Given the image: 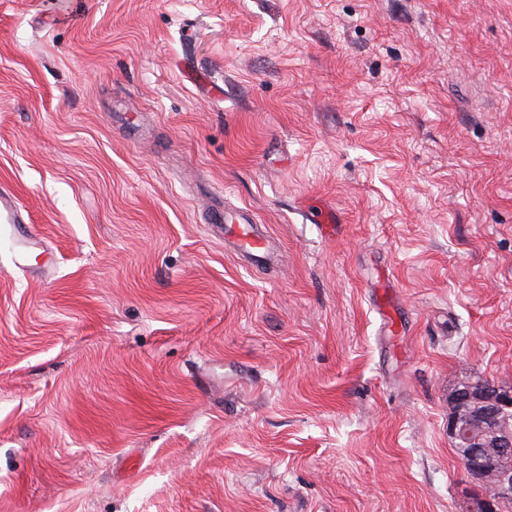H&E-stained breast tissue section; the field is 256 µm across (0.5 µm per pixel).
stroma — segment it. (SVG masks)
<instances>
[{
  "label": "stroma",
  "instance_id": "1",
  "mask_svg": "<svg viewBox=\"0 0 512 512\" xmlns=\"http://www.w3.org/2000/svg\"><path fill=\"white\" fill-rule=\"evenodd\" d=\"M0 190V512L483 496L448 413L512 387V0H0ZM215 224H224V234L234 239L237 248L257 260L266 259L263 237L258 232L253 215L247 208L220 211Z\"/></svg>",
  "mask_w": 512,
  "mask_h": 512
}]
</instances>
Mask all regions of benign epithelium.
<instances>
[{"instance_id": "benign-epithelium-1", "label": "benign epithelium", "mask_w": 512, "mask_h": 512, "mask_svg": "<svg viewBox=\"0 0 512 512\" xmlns=\"http://www.w3.org/2000/svg\"><path fill=\"white\" fill-rule=\"evenodd\" d=\"M511 424L512 390L476 377L452 391L448 436L467 474L488 492L474 512H496L500 501L512 498Z\"/></svg>"}]
</instances>
